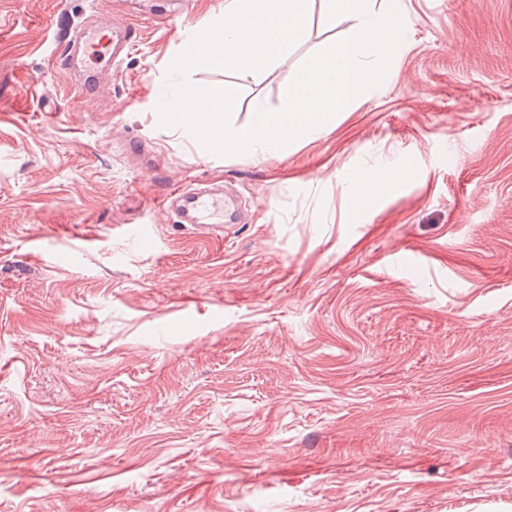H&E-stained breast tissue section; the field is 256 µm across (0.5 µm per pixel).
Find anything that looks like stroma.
<instances>
[{"instance_id": "1", "label": "stroma", "mask_w": 512, "mask_h": 512, "mask_svg": "<svg viewBox=\"0 0 512 512\" xmlns=\"http://www.w3.org/2000/svg\"><path fill=\"white\" fill-rule=\"evenodd\" d=\"M325 9L287 61L193 80L236 124L280 109L352 33ZM399 9L382 81L261 158L157 110L224 0H0V512H512V0ZM92 21L138 37L62 73ZM197 183L237 196L223 238L163 203ZM383 182H393L386 177L379 178L376 171L358 176L349 188V204L353 209L370 208L376 199V187Z\"/></svg>"}]
</instances>
